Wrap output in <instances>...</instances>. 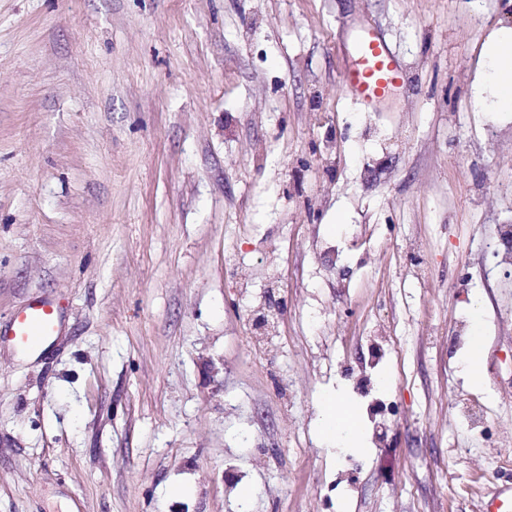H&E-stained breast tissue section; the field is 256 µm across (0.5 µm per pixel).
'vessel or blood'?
Segmentation results:
<instances>
[{
    "label": "vessel or blood",
    "mask_w": 512,
    "mask_h": 512,
    "mask_svg": "<svg viewBox=\"0 0 512 512\" xmlns=\"http://www.w3.org/2000/svg\"><path fill=\"white\" fill-rule=\"evenodd\" d=\"M352 54L354 63L345 74V82L353 96L370 105L390 100L403 83L404 73L386 43L365 33L354 42ZM59 324L57 305L48 299H35L13 315L8 339L17 349L32 352L56 334Z\"/></svg>",
    "instance_id": "1"
}]
</instances>
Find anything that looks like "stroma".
Here are the masks:
<instances>
[{"instance_id":"obj_1","label":"stroma","mask_w":512,"mask_h":512,"mask_svg":"<svg viewBox=\"0 0 512 512\" xmlns=\"http://www.w3.org/2000/svg\"><path fill=\"white\" fill-rule=\"evenodd\" d=\"M366 30L405 73L376 109L344 81ZM501 31L512 0H0V330L61 312L36 355L0 342V512H482L512 485ZM328 393L359 442L322 437ZM505 43L491 40L485 47V54L497 63L496 99L497 105L512 111V54H504ZM479 328L473 331L472 342L470 351L468 353L466 364L471 379L479 380L482 376V362L484 356V349L482 343V336Z\"/></svg>"}]
</instances>
